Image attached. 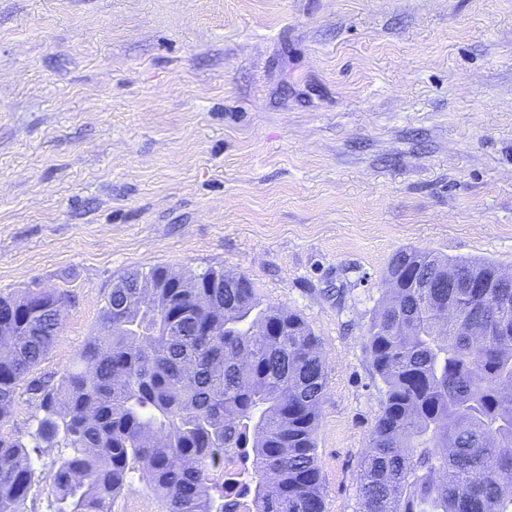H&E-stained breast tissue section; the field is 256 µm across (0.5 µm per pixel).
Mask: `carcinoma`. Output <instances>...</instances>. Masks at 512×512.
<instances>
[{"instance_id":"carcinoma-1","label":"carcinoma","mask_w":512,"mask_h":512,"mask_svg":"<svg viewBox=\"0 0 512 512\" xmlns=\"http://www.w3.org/2000/svg\"><path fill=\"white\" fill-rule=\"evenodd\" d=\"M112 288L97 336L59 377H35L60 332L66 295H0V512H28L40 472L1 428L19 386L40 412L54 512H111L138 474L164 512H324L315 429L327 376L296 312L259 308L246 277L174 279L133 271ZM367 331L385 399L362 461L357 512H508L512 506V303L498 267L414 248ZM430 288H412L414 279ZM456 307L455 320L438 311ZM234 469L224 475V461Z\"/></svg>"}]
</instances>
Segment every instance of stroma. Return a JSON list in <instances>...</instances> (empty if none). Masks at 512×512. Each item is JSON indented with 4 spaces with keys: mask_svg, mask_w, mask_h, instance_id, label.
<instances>
[{
    "mask_svg": "<svg viewBox=\"0 0 512 512\" xmlns=\"http://www.w3.org/2000/svg\"><path fill=\"white\" fill-rule=\"evenodd\" d=\"M512 271V0H0V294L248 277L320 338L324 512L385 399L366 331L400 249Z\"/></svg>",
    "mask_w": 512,
    "mask_h": 512,
    "instance_id": "stroma-1",
    "label": "stroma"
}]
</instances>
